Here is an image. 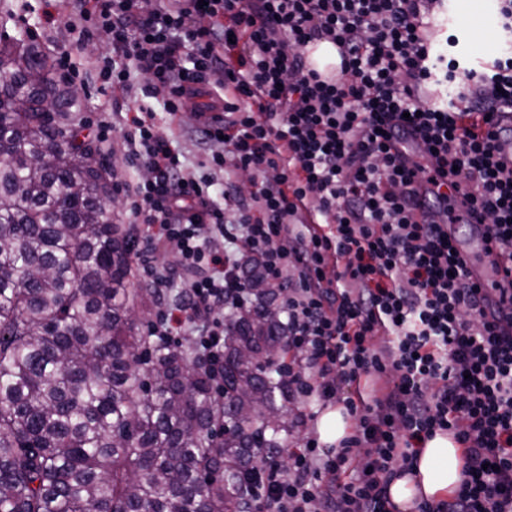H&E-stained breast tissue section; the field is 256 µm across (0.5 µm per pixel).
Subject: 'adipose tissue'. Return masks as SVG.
Here are the masks:
<instances>
[{"mask_svg":"<svg viewBox=\"0 0 512 512\" xmlns=\"http://www.w3.org/2000/svg\"><path fill=\"white\" fill-rule=\"evenodd\" d=\"M464 461L453 436L436 433L422 448L416 475L394 480L390 497L399 512H409L416 499L439 500L452 495L462 478Z\"/></svg>","mask_w":512,"mask_h":512,"instance_id":"obj_1","label":"adipose tissue"}]
</instances>
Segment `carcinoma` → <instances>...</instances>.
<instances>
[{
	"label": "carcinoma",
	"mask_w": 512,
	"mask_h": 512,
	"mask_svg": "<svg viewBox=\"0 0 512 512\" xmlns=\"http://www.w3.org/2000/svg\"><path fill=\"white\" fill-rule=\"evenodd\" d=\"M78 111L39 44L0 39V512H246L290 434L279 293L248 264L220 400L181 346L146 351L132 229Z\"/></svg>",
	"instance_id": "carcinoma-1"
}]
</instances>
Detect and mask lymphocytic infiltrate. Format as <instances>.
Segmentation results:
<instances>
[{
    "label": "lymphocytic infiltrate",
    "mask_w": 512,
    "mask_h": 512,
    "mask_svg": "<svg viewBox=\"0 0 512 512\" xmlns=\"http://www.w3.org/2000/svg\"><path fill=\"white\" fill-rule=\"evenodd\" d=\"M68 29L112 38L95 78L182 111L200 92L219 113L196 115L212 162L251 176L224 183L214 207L152 116H126L125 140L149 175L126 191L151 250L175 271L147 272L158 293L190 279L158 312L155 336L189 337L224 390V308L249 301L244 258L287 290L290 362L282 380L306 434L287 464L265 466L252 512H396L388 488L413 474L423 442L457 439L464 459L452 496L416 512H512V296L484 307L448 238L447 196L424 211L423 186L466 192L470 224L486 225V256L512 277V55L487 70L448 57L446 0H65ZM209 25H201V18ZM337 45L341 70L307 64L311 44ZM460 85L458 105L441 94ZM417 135L431 167L406 166L395 143ZM232 221H225V211ZM386 337L377 348L378 337ZM386 374L364 391L369 373ZM342 404L353 433L323 445L311 404Z\"/></svg>",
    "instance_id": "1"
}]
</instances>
